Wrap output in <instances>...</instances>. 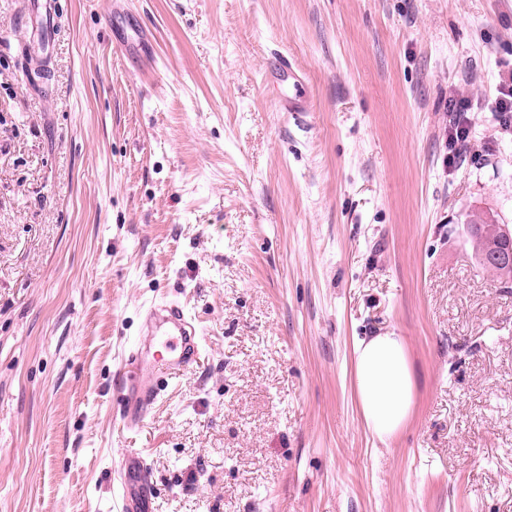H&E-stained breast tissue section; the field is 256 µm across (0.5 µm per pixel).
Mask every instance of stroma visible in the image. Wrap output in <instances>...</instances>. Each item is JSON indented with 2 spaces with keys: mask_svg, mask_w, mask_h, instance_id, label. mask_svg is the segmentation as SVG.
I'll list each match as a JSON object with an SVG mask.
<instances>
[{
  "mask_svg": "<svg viewBox=\"0 0 512 512\" xmlns=\"http://www.w3.org/2000/svg\"><path fill=\"white\" fill-rule=\"evenodd\" d=\"M0 0V512H512V0ZM301 71L307 111L280 58ZM473 105L448 142V100ZM200 363L127 430L142 315ZM402 336L416 395L368 430L357 339ZM499 98L497 99V112L500 113L503 128L512 125V74L504 77L500 82ZM494 216L485 213H477L469 216L466 221L465 231L468 235L472 247L473 254L477 264L484 270L491 272L498 279L505 278L512 279V250L504 248H493L486 255L488 263L497 264L511 268V270H504V268L489 266L484 262L483 256L489 246L497 243L498 239V225ZM144 467L145 459L139 452L126 455L121 466L120 480L124 512H148L150 510V488L142 478ZM134 481L141 484L137 498H134L131 493V486Z\"/></svg>",
  "mask_w": 512,
  "mask_h": 512,
  "instance_id": "1",
  "label": "stroma"
}]
</instances>
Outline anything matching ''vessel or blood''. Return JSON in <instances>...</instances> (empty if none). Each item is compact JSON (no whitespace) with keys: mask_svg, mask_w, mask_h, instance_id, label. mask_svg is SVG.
Listing matches in <instances>:
<instances>
[{"mask_svg":"<svg viewBox=\"0 0 512 512\" xmlns=\"http://www.w3.org/2000/svg\"><path fill=\"white\" fill-rule=\"evenodd\" d=\"M145 324L150 330H162L163 345L170 355L163 360L150 358L140 347L130 352L128 361L132 370L124 374L121 389V418L130 427L139 425L166 393V383L153 377L156 367H165L168 374L174 376L194 366L201 358L195 322L178 301L165 300L151 305L145 311ZM144 467L145 459L140 453L126 455L120 480L123 512H149L150 488L141 482Z\"/></svg>","mask_w":512,"mask_h":512,"instance_id":"b4317fda","label":"vessel or blood"}]
</instances>
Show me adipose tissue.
Segmentation results:
<instances>
[{
    "mask_svg": "<svg viewBox=\"0 0 512 512\" xmlns=\"http://www.w3.org/2000/svg\"><path fill=\"white\" fill-rule=\"evenodd\" d=\"M354 353L361 414L379 440H389L405 425L415 396V377L404 341L387 332L360 339Z\"/></svg>",
    "mask_w": 512,
    "mask_h": 512,
    "instance_id": "ef3b65f1",
    "label": "adipose tissue"
}]
</instances>
